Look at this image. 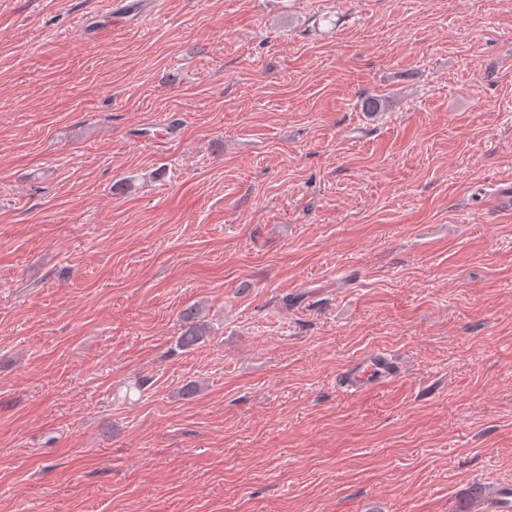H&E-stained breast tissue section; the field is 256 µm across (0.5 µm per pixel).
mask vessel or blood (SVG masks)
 <instances>
[{"mask_svg": "<svg viewBox=\"0 0 512 512\" xmlns=\"http://www.w3.org/2000/svg\"><path fill=\"white\" fill-rule=\"evenodd\" d=\"M399 362L382 350L366 352L350 361L337 375L336 386L346 394H363L396 381Z\"/></svg>", "mask_w": 512, "mask_h": 512, "instance_id": "1", "label": "vessel or blood"}]
</instances>
